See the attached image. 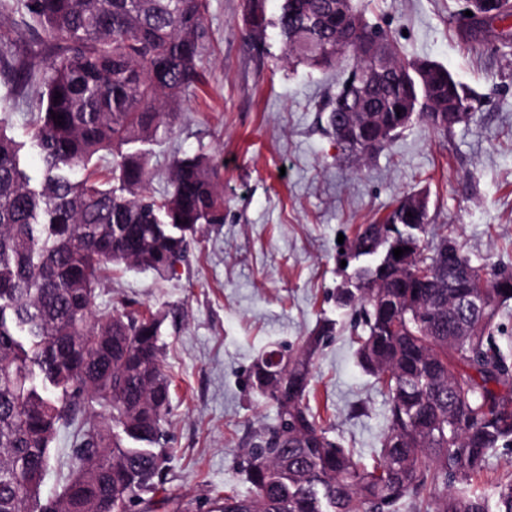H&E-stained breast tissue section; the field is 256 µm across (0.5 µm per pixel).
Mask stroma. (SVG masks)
Segmentation results:
<instances>
[{"mask_svg": "<svg viewBox=\"0 0 512 512\" xmlns=\"http://www.w3.org/2000/svg\"><path fill=\"white\" fill-rule=\"evenodd\" d=\"M366 18L407 59H431L471 93V116L448 133L421 123L354 169L327 126L335 72L281 59L277 42L246 39L243 0H208L203 53L208 85L182 102L170 137L153 146L155 193L173 157L204 153L222 166L224 221L202 225L174 275L113 270L96 306L163 309L171 381L167 430L174 456L165 492L205 501L249 494L243 448L276 410L248 375L272 346L296 347L321 320L337 330L316 354L307 399L330 438L364 462L381 450L388 399L359 366L350 318L336 308L346 276L341 240L379 222L404 196L425 192L444 224L484 271L512 269V18L466 41L463 0H364ZM72 432L51 448L42 493L62 490Z\"/></svg>", "mask_w": 512, "mask_h": 512, "instance_id": "obj_1", "label": "stroma"}]
</instances>
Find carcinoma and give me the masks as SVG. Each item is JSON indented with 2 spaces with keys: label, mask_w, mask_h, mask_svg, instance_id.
<instances>
[{
  "label": "carcinoma",
  "mask_w": 512,
  "mask_h": 512,
  "mask_svg": "<svg viewBox=\"0 0 512 512\" xmlns=\"http://www.w3.org/2000/svg\"><path fill=\"white\" fill-rule=\"evenodd\" d=\"M244 0L248 38L278 31L288 62L317 68L361 65V44L379 42L392 65L405 60L387 32L365 23L336 29V0ZM206 0H0L19 12L43 47L40 65L0 40L4 102L30 112L29 139L42 161L33 177L25 141L0 126V512H196L197 502L162 494L171 458L165 425L170 381L163 364V311L126 304L96 309L110 267L172 275L203 224L224 223L221 167L204 155L177 159L169 190H150L147 145L165 141L183 96L203 83L209 41ZM512 16L495 0L480 24ZM402 95L386 80L378 120L344 142L358 164L388 149L406 126L396 108L438 132L464 122L467 94L443 65ZM59 100H54L56 94ZM62 116V124L52 114ZM411 197L363 227L349 256L375 258L365 287L337 289L354 316L358 359L388 396L387 426L372 465L328 436L306 400L313 358L336 323L324 320L294 351L274 346L252 368V388L275 422L247 449V495L207 500V512H512V479L489 499L466 490L490 454L512 448V362L497 318L512 300V274L482 272L443 234L409 242L399 225ZM182 223H177V220ZM414 257L398 264L393 249ZM487 299L483 313L456 305L458 285ZM73 436L70 476L41 496L50 448L62 427Z\"/></svg>",
  "instance_id": "1"
}]
</instances>
